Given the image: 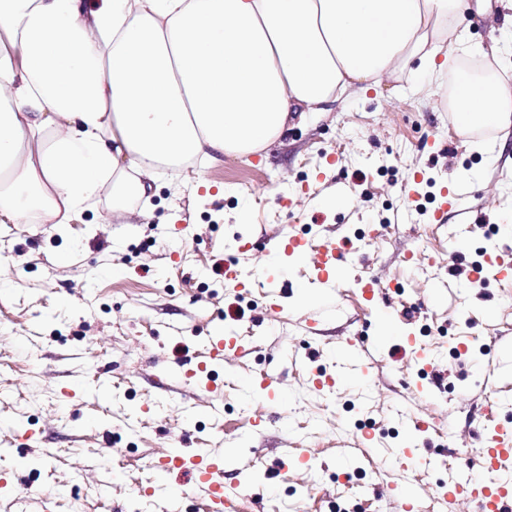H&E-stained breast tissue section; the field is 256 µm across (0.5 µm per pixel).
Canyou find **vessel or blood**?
<instances>
[{"label": "vessel or blood", "mask_w": 512, "mask_h": 512, "mask_svg": "<svg viewBox=\"0 0 512 512\" xmlns=\"http://www.w3.org/2000/svg\"><path fill=\"white\" fill-rule=\"evenodd\" d=\"M468 194L469 189L463 183H455L449 189V205L454 210L458 231L450 238L448 247L458 255L464 254L468 247L466 229L473 222L472 210L465 203ZM343 249L344 244L340 241L330 239L313 246L293 233L269 243L270 252L283 251L302 257L323 282L328 281L330 271L340 265ZM486 262L493 271L494 279L512 278L511 250L493 251ZM480 457L488 473L487 478H477L468 467L449 469L447 485L441 486L432 497L435 512H443L448 498L458 495L476 503L478 512H512V427L499 425L487 432L482 438ZM156 465L165 472L172 469L194 471L196 487L210 512H239L243 495L237 488L224 484L223 453L202 457L170 450L158 458Z\"/></svg>", "instance_id": "vessel-or-blood-1"}]
</instances>
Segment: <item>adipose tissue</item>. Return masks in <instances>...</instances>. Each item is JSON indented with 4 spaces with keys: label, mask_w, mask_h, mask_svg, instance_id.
I'll return each mask as SVG.
<instances>
[{
    "label": "adipose tissue",
    "mask_w": 512,
    "mask_h": 512,
    "mask_svg": "<svg viewBox=\"0 0 512 512\" xmlns=\"http://www.w3.org/2000/svg\"><path fill=\"white\" fill-rule=\"evenodd\" d=\"M469 0H0V224L150 197L161 171L269 148L352 89L428 72L458 133L512 129L461 68Z\"/></svg>",
    "instance_id": "obj_1"
}]
</instances>
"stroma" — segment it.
Listing matches in <instances>:
<instances>
[{
  "label": "stroma",
  "mask_w": 512,
  "mask_h": 512,
  "mask_svg": "<svg viewBox=\"0 0 512 512\" xmlns=\"http://www.w3.org/2000/svg\"><path fill=\"white\" fill-rule=\"evenodd\" d=\"M490 3L467 16L476 53L461 64L479 78L512 12ZM427 84L383 83L267 151L161 178L128 201L145 214L135 224L103 223L99 206L67 224H0V512L23 498L29 512H205L194 473L156 469L164 448L223 449L246 512H398L420 484L445 483L446 464L477 465L482 426H512V299L493 279L432 287L512 249V143L469 148L449 91ZM451 180L473 186L463 257L448 252L455 222L433 221ZM292 226L314 243L343 237L339 282L263 251ZM230 260L245 287L225 284ZM214 336L248 353L196 373ZM352 347L371 352V382L310 388ZM267 375L287 397H268ZM409 412L428 428L409 431ZM287 447L306 451L299 469L283 465Z\"/></svg>",
  "instance_id": "obj_1"
}]
</instances>
